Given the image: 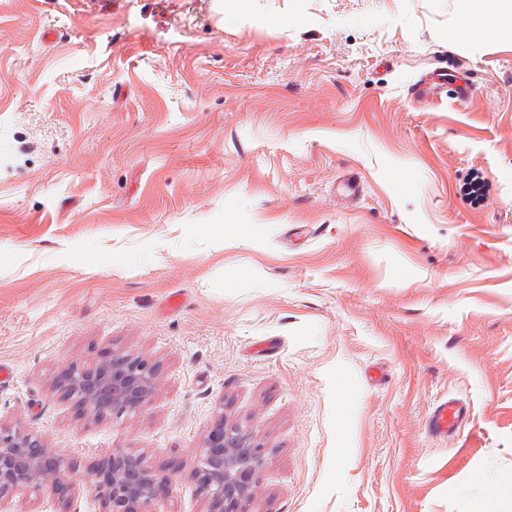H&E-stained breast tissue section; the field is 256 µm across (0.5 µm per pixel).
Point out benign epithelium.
Masks as SVG:
<instances>
[{
  "mask_svg": "<svg viewBox=\"0 0 512 512\" xmlns=\"http://www.w3.org/2000/svg\"><path fill=\"white\" fill-rule=\"evenodd\" d=\"M76 411L92 421L116 418L150 406L158 391L155 365L126 352L114 351L93 364L72 362L54 382ZM260 449L252 435L224 420L219 409L205 435L192 473L206 512H245L256 498ZM74 463L50 448L36 429L25 431L0 425V512H13L18 494L47 486L63 506L75 508L77 484L99 501L101 512H151L154 501L172 493L174 472L161 469L145 454L115 448L91 461L79 479Z\"/></svg>",
  "mask_w": 512,
  "mask_h": 512,
  "instance_id": "7a95c632",
  "label": "benign epithelium"
}]
</instances>
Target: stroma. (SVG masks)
Here are the masks:
<instances>
[{"label":"stroma","mask_w":512,"mask_h":512,"mask_svg":"<svg viewBox=\"0 0 512 512\" xmlns=\"http://www.w3.org/2000/svg\"><path fill=\"white\" fill-rule=\"evenodd\" d=\"M460 24L459 0H0V424L177 464L158 512H204L219 410L263 450L256 512H486L512 489V35ZM442 51L467 105L407 95ZM114 351L156 400L88 421L55 377ZM449 396L471 414L441 444Z\"/></svg>","instance_id":"obj_1"}]
</instances>
